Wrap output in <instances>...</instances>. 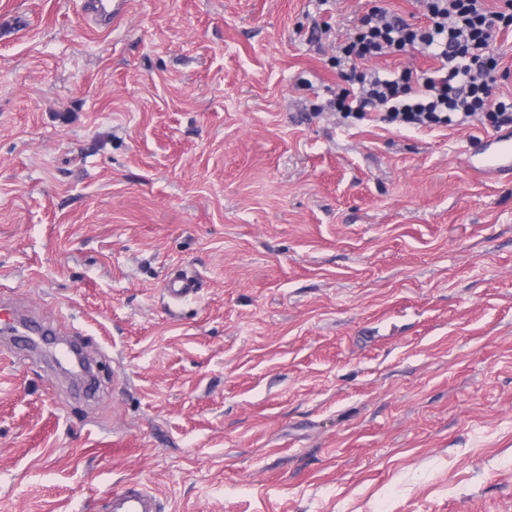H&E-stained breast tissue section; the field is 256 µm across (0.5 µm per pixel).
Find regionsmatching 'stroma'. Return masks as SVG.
I'll list each match as a JSON object with an SVG mask.
<instances>
[{"instance_id":"1","label":"stroma","mask_w":512,"mask_h":512,"mask_svg":"<svg viewBox=\"0 0 512 512\" xmlns=\"http://www.w3.org/2000/svg\"><path fill=\"white\" fill-rule=\"evenodd\" d=\"M376 5L0 0V301L98 374L0 344V512H512V181L325 110ZM128 0H83V12L89 23L101 30L111 29L128 13ZM196 292V280L192 275L174 276L167 282L166 296L172 300H184ZM105 512H157V497L140 481H128L100 499Z\"/></svg>"}]
</instances>
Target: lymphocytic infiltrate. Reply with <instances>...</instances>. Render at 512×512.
Masks as SVG:
<instances>
[{
	"mask_svg": "<svg viewBox=\"0 0 512 512\" xmlns=\"http://www.w3.org/2000/svg\"><path fill=\"white\" fill-rule=\"evenodd\" d=\"M423 25L378 7L362 15L341 46L336 66L360 64L417 51L435 67L361 75L359 87L342 90L335 107L345 116L380 110L394 126L435 128L483 118L512 128V99L494 97L499 73L495 46L512 31V0H414Z\"/></svg>",
	"mask_w": 512,
	"mask_h": 512,
	"instance_id": "1",
	"label": "lymphocytic infiltrate"
}]
</instances>
